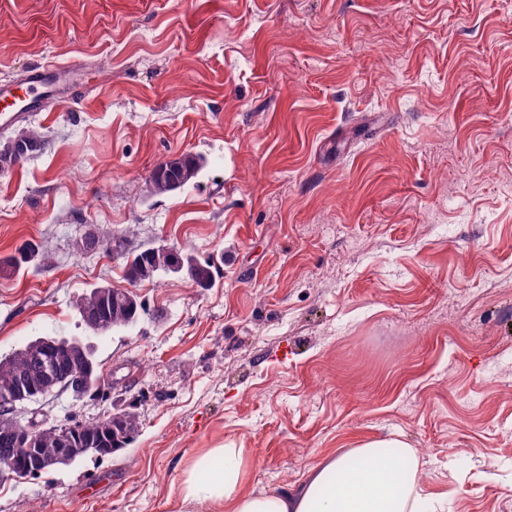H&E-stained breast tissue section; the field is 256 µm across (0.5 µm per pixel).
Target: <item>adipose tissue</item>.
Returning <instances> with one entry per match:
<instances>
[{
  "label": "adipose tissue",
  "instance_id": "adipose-tissue-1",
  "mask_svg": "<svg viewBox=\"0 0 512 512\" xmlns=\"http://www.w3.org/2000/svg\"><path fill=\"white\" fill-rule=\"evenodd\" d=\"M416 451L395 435L365 439L311 466L300 485L244 492L246 451L211 448L183 471L184 512H431L419 493Z\"/></svg>",
  "mask_w": 512,
  "mask_h": 512
}]
</instances>
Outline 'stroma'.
<instances>
[{
    "instance_id": "35a3bbf8",
    "label": "stroma",
    "mask_w": 512,
    "mask_h": 512,
    "mask_svg": "<svg viewBox=\"0 0 512 512\" xmlns=\"http://www.w3.org/2000/svg\"><path fill=\"white\" fill-rule=\"evenodd\" d=\"M44 63L45 146L0 172V357L86 336L77 298L142 249L220 271L136 287L99 391L34 406L133 441L0 478V512H177L207 449L258 494L392 433L443 512H512V0H0V93ZM182 153L199 178L152 195Z\"/></svg>"
}]
</instances>
